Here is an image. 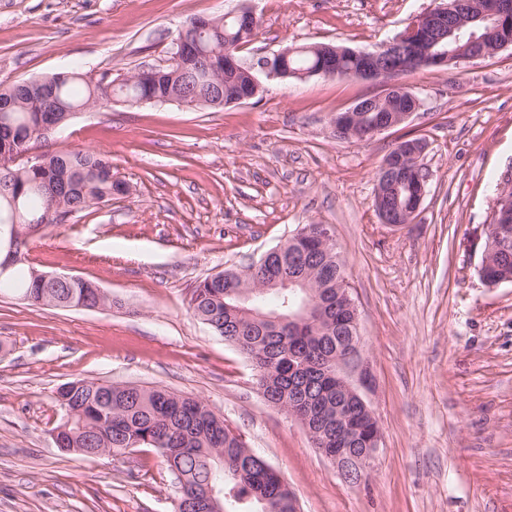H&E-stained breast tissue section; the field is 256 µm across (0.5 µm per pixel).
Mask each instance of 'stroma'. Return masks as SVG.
Instances as JSON below:
<instances>
[{
    "label": "stroma",
    "instance_id": "stroma-1",
    "mask_svg": "<svg viewBox=\"0 0 512 512\" xmlns=\"http://www.w3.org/2000/svg\"><path fill=\"white\" fill-rule=\"evenodd\" d=\"M244 0H0V82L75 70L123 79L169 64L196 15ZM260 26L246 64L311 43L371 50L439 0H245ZM398 81L420 106L370 141L333 119L385 95L360 78H261L221 109L116 104L78 114L38 150L91 148L119 191L30 238L26 262L76 275L99 310L0 293V512H174L149 448L112 458L61 453L57 388L76 378L161 386L204 401L275 467L300 512H512V284L477 275L512 171V48ZM422 138L426 194L414 223L382 224L376 173ZM327 224L345 260L382 435L366 479L346 482L305 430L269 405L250 359L189 308L205 278Z\"/></svg>",
    "mask_w": 512,
    "mask_h": 512
}]
</instances>
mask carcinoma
<instances>
[{"label":"carcinoma","instance_id":"1","mask_svg":"<svg viewBox=\"0 0 512 512\" xmlns=\"http://www.w3.org/2000/svg\"><path fill=\"white\" fill-rule=\"evenodd\" d=\"M211 30L198 35L201 51L216 55L235 48L240 41L236 18H210ZM341 63L330 79L348 78L360 62L353 49L341 46ZM288 69L311 71L321 64L311 45L288 49ZM170 77L150 89L137 75L110 88L87 81L78 71L59 72L40 78L0 82V187L16 199L0 198V247L6 248L10 223L25 225L36 218L43 227L60 223V217L98 205L112 195L117 185L97 173L112 168L92 149L61 148L48 151L46 166L25 169L12 164L13 155L31 146L37 126L67 112L80 113L119 103L136 102L151 93L164 102L169 93L188 87L208 92L224 85V70L207 66L182 68L168 65ZM401 107L388 95L359 113L358 123L389 120ZM413 189L397 184L393 202L410 205ZM481 280L512 279V250L494 259L493 266L479 265ZM304 278L287 288H267L276 279ZM93 282L79 278L59 287H49L55 308H72L87 299ZM351 291L346 265L336 249L324 253L319 243L305 235L291 237L285 250L270 256L266 264L248 276L241 270H226L200 282L189 307L217 334L227 337L254 362L258 385L270 395L269 402L286 412H311L315 428L323 431L326 448H363L369 436L371 417L336 386V377L324 365L336 360L357 335L352 313L343 302L329 308L319 324L305 320L279 331L256 314L277 313L283 317L300 312L309 294L336 299L337 291ZM13 290L34 305L41 301L42 284L33 278V268L16 264L0 275V291ZM71 389H57L56 401L63 411L74 410V425H81L94 438V448H110L124 454L134 448H151L167 466L179 497L195 498L196 512H208V492L216 491L223 512H293L290 491L277 471L251 455L242 437L224 425L202 400L174 394L164 388L112 387V404L100 400V387L86 379L69 381Z\"/></svg>","mask_w":512,"mask_h":512}]
</instances>
